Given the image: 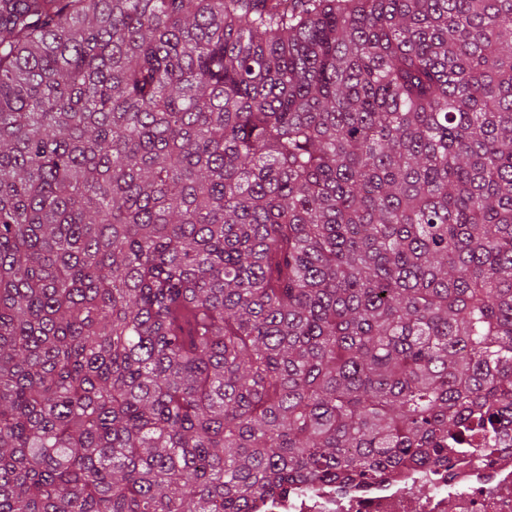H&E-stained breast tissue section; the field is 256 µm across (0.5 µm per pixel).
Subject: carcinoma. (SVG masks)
Instances as JSON below:
<instances>
[{
	"instance_id": "obj_1",
	"label": "carcinoma",
	"mask_w": 512,
	"mask_h": 512,
	"mask_svg": "<svg viewBox=\"0 0 512 512\" xmlns=\"http://www.w3.org/2000/svg\"><path fill=\"white\" fill-rule=\"evenodd\" d=\"M512 413V0H0V512H254Z\"/></svg>"
}]
</instances>
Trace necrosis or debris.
Segmentation results:
<instances>
[{
  "instance_id": "necrosis-or-debris-1",
  "label": "necrosis or debris",
  "mask_w": 512,
  "mask_h": 512,
  "mask_svg": "<svg viewBox=\"0 0 512 512\" xmlns=\"http://www.w3.org/2000/svg\"><path fill=\"white\" fill-rule=\"evenodd\" d=\"M260 512H512V425L493 447L466 443L447 465L397 468L367 485L303 486Z\"/></svg>"
}]
</instances>
